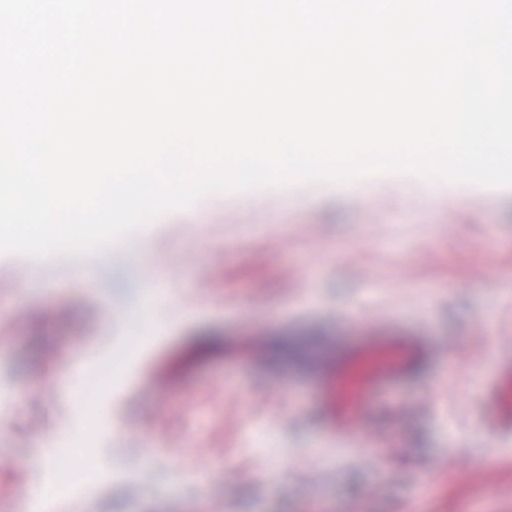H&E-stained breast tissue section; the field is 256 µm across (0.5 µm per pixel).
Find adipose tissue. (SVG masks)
<instances>
[{"label":"adipose tissue","instance_id":"obj_1","mask_svg":"<svg viewBox=\"0 0 512 512\" xmlns=\"http://www.w3.org/2000/svg\"><path fill=\"white\" fill-rule=\"evenodd\" d=\"M124 372L123 361L115 358L104 369L86 375L74 395L75 403L84 412L83 425L70 447H60L55 432L41 436L39 459L47 475L33 488L31 503L36 512H57L58 504L71 499L75 487L94 469L96 455L89 442L101 430L94 405L101 390L121 379Z\"/></svg>","mask_w":512,"mask_h":512}]
</instances>
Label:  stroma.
Listing matches in <instances>:
<instances>
[{"label":"stroma","instance_id":"stroma-1","mask_svg":"<svg viewBox=\"0 0 512 512\" xmlns=\"http://www.w3.org/2000/svg\"><path fill=\"white\" fill-rule=\"evenodd\" d=\"M274 199L260 205V196ZM386 197L388 208L374 204ZM161 215L149 234L157 292L146 301L126 247L111 274L53 267L44 310L37 268L0 288V512L44 477L37 441L82 424L68 399L121 352L141 316L152 343L102 396L98 469L62 512H512V427L490 447L487 390L512 358V191L427 189L388 172L350 187L213 194ZM232 223H222V215ZM389 316L447 342L413 363L358 422L362 450L328 435L318 383L275 358ZM223 340L196 357L198 333ZM265 339L254 362L245 339ZM164 378L161 402L145 384Z\"/></svg>","mask_w":512,"mask_h":512}]
</instances>
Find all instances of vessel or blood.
<instances>
[{
	"mask_svg": "<svg viewBox=\"0 0 512 512\" xmlns=\"http://www.w3.org/2000/svg\"><path fill=\"white\" fill-rule=\"evenodd\" d=\"M422 352L437 358L446 355L447 347L375 324L345 337L340 352L325 354L314 373L325 384L322 403L332 419V438L347 445L356 441L365 395L377 383L402 377Z\"/></svg>",
	"mask_w": 512,
	"mask_h": 512,
	"instance_id": "obj_1",
	"label": "vessel or blood"
}]
</instances>
